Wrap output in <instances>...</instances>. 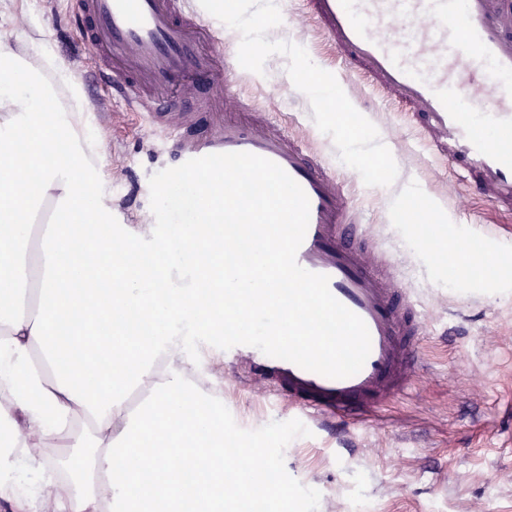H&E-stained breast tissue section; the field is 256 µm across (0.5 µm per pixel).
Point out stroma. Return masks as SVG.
<instances>
[{"label":"stroma","instance_id":"stroma-1","mask_svg":"<svg viewBox=\"0 0 512 512\" xmlns=\"http://www.w3.org/2000/svg\"><path fill=\"white\" fill-rule=\"evenodd\" d=\"M201 2L216 18L225 58L239 61L230 87L248 111L309 138L339 172L385 170L384 180L355 184L353 197L427 324L409 388L344 428L327 417L298 424L262 382L217 363L220 349L207 344L197 382L223 399L225 424L274 456L290 512H512V282L463 273L446 252L477 236L498 244L497 264L512 267V214L471 198L462 173L421 145L416 126L347 73L296 0H278L273 13L267 0H250L256 49L242 59V31L217 18V0ZM69 10L70 0H0V49L32 55L45 39L62 66L81 68L93 151L110 173L106 190L125 223L147 225L149 179L169 167L172 144L109 97ZM312 83L342 89L340 111L320 109ZM344 111L357 112L358 125H345ZM414 202L435 219L429 253L403 219Z\"/></svg>","mask_w":512,"mask_h":512}]
</instances>
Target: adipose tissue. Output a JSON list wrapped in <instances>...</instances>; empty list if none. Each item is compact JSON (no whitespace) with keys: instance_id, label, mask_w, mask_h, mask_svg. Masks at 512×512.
<instances>
[{"instance_id":"obj_1","label":"adipose tissue","mask_w":512,"mask_h":512,"mask_svg":"<svg viewBox=\"0 0 512 512\" xmlns=\"http://www.w3.org/2000/svg\"><path fill=\"white\" fill-rule=\"evenodd\" d=\"M86 104L81 85L57 67L49 47L38 63L0 52V499L17 512L54 494L57 512H224L252 490L266 493L271 512H286L283 491L269 492L272 459L259 466L237 457L199 485L183 474L208 467L222 449L224 430L209 427L212 398L192 379L181 357L182 338L224 333V283L233 279L256 305H279L281 279L271 252L246 265L217 270L224 254L220 222L224 176L208 173L213 191L194 219L205 238L185 236L179 224L153 239L113 221L102 166L81 139ZM32 132L31 164L59 140L69 155L44 169L37 185L12 161L16 133ZM83 249L71 253L73 241ZM165 253L169 265L153 259ZM105 266H98L99 256ZM120 276L121 285L104 282ZM110 325L105 341L97 324ZM106 351L110 369L94 378L74 361ZM192 430L202 446L183 448ZM151 435L157 447L143 457ZM157 473L141 476L144 467Z\"/></svg>"}]
</instances>
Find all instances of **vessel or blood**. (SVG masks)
I'll return each instance as SVG.
<instances>
[{
	"label": "vessel or blood",
	"mask_w": 512,
	"mask_h": 512,
	"mask_svg": "<svg viewBox=\"0 0 512 512\" xmlns=\"http://www.w3.org/2000/svg\"><path fill=\"white\" fill-rule=\"evenodd\" d=\"M87 53L129 111L159 121L198 93L200 128H165L175 164L247 152L278 164L306 193L309 225L297 252L308 271L366 323L371 349L362 369L331 379L238 345L226 350L269 385L275 399L308 419L362 420L403 392L418 367L426 315L405 284L385 273L351 197L304 138L266 118L243 115L227 96L222 43L197 0H72ZM347 70L360 74L418 125L425 148L465 173L470 191L512 211V0H301ZM227 111H214L217 101Z\"/></svg>",
	"instance_id": "obj_1"
}]
</instances>
